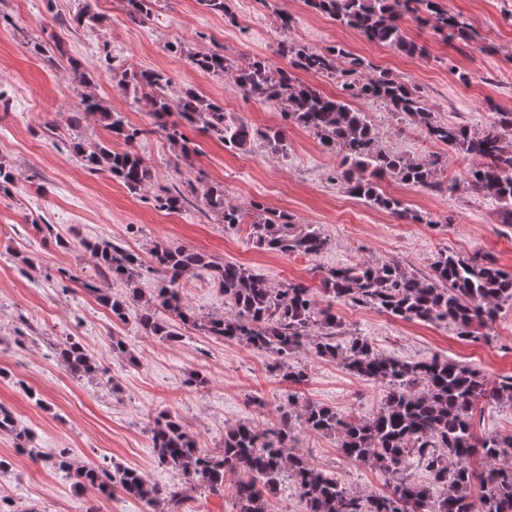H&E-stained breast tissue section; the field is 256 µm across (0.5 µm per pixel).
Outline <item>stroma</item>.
I'll return each instance as SVG.
<instances>
[{
  "label": "stroma",
  "mask_w": 512,
  "mask_h": 512,
  "mask_svg": "<svg viewBox=\"0 0 512 512\" xmlns=\"http://www.w3.org/2000/svg\"><path fill=\"white\" fill-rule=\"evenodd\" d=\"M441 4L462 16L471 38L447 42L415 15H405L409 37L426 48L419 57L368 42L304 0H227L223 14L208 11L199 0H155L143 22L128 16L126 0H0V162L15 175L9 192L0 193V406L12 411L18 427L34 431L43 454L42 460H32L16 450L11 436L0 435V456L12 462L9 473L0 476V492L9 496L13 512L33 505L42 512H86L92 505L101 512H147L143 503L120 495L107 500L92 489L75 490L71 479L51 466L50 456L65 448L78 464L114 462L168 486L181 476L159 465L151 446L146 426L158 413L180 417L198 434L201 447L213 450L222 445L225 428L243 420L267 425L283 402L285 385L270 372V355L177 322L172 329L178 340L143 335L136 304L129 305L125 321L113 319L81 286L94 267L76 238L117 241L143 258L152 243L173 241L207 253L214 263L245 265L271 284L296 280L315 289L321 269L360 261L394 258L406 270L426 274L444 249L464 257L488 255L512 273V225L505 223L498 204L472 190L470 157L448 155L441 177L450 189L444 193L409 187L390 176L382 180L383 191L428 218L424 224L410 223L365 205L344 185L329 181L337 155L294 125L286 126L288 149L281 155L268 153L259 141L249 153H234L217 138L191 130L187 137L195 151L186 164H177L176 148L152 130L147 102H133L120 88L123 71L153 69L170 77V97L192 88L253 128L279 127L284 124L277 105L244 98L230 77L193 69L187 54L221 51L240 67L256 58L279 66L280 41L312 49L338 45L420 91L439 119L487 131L498 111H512V0ZM86 7L98 22L73 24ZM279 13L290 16L288 29L278 28ZM51 37L77 60L91 86L35 53L34 43ZM87 91L146 129L136 150L153 181L143 192L130 193L109 172L89 171L73 149L74 141L107 135L95 116L77 128L68 124L70 114L81 111ZM359 107L370 113L381 149L415 159L444 151L383 104L363 101ZM179 179L222 185L230 203H258L288 213L297 226H317L331 248L316 257L272 253L252 243L247 226L225 229L204 206L157 209L155 195ZM183 288L196 313L224 311V295L211 271H197ZM336 313L347 331L369 337L395 358L440 357L492 380L512 376V306L481 328L476 341L458 336L450 324L408 322L369 307L341 304ZM116 332L125 336L127 354H113ZM69 335L79 337L106 369L107 379L69 375L55 354ZM292 361L309 374L301 401L361 418L378 411L382 383L359 378L340 362L305 349ZM194 374L199 383L191 382ZM293 451L361 494H379L387 487L384 473L349 464L336 437L302 431Z\"/></svg>",
  "instance_id": "stroma-1"
}]
</instances>
